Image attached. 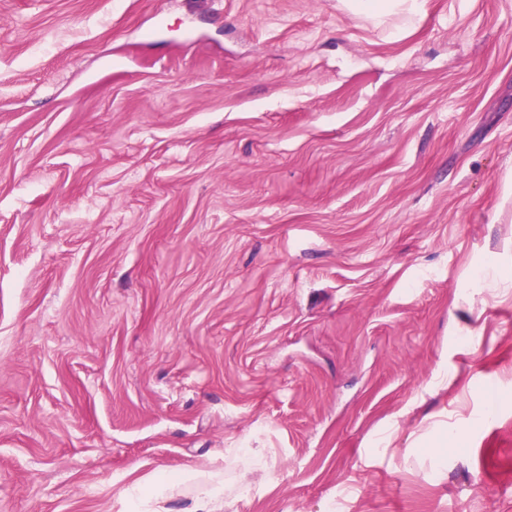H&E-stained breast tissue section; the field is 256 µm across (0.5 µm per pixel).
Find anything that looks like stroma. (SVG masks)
Returning <instances> with one entry per match:
<instances>
[{
	"label": "stroma",
	"mask_w": 512,
	"mask_h": 512,
	"mask_svg": "<svg viewBox=\"0 0 512 512\" xmlns=\"http://www.w3.org/2000/svg\"><path fill=\"white\" fill-rule=\"evenodd\" d=\"M231 448L512 512V0H0V512ZM344 8L352 14L373 21H381L388 15L401 11L409 15L421 12L423 0H344Z\"/></svg>",
	"instance_id": "stroma-1"
}]
</instances>
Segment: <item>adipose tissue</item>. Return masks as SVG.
<instances>
[{"label": "adipose tissue", "mask_w": 512, "mask_h": 512, "mask_svg": "<svg viewBox=\"0 0 512 512\" xmlns=\"http://www.w3.org/2000/svg\"><path fill=\"white\" fill-rule=\"evenodd\" d=\"M189 482L195 485L192 512H219L224 497V482L220 474L205 469L157 474L149 483L129 486L126 497L148 508L159 501L182 494Z\"/></svg>", "instance_id": "ef3b65f1"}]
</instances>
